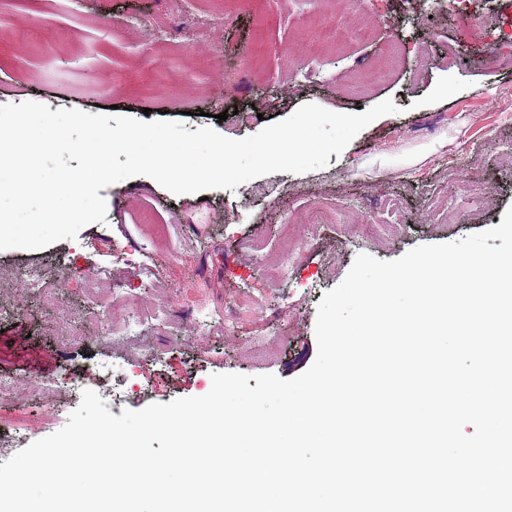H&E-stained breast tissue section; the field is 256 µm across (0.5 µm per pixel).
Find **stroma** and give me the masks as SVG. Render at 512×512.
I'll return each mask as SVG.
<instances>
[{"mask_svg":"<svg viewBox=\"0 0 512 512\" xmlns=\"http://www.w3.org/2000/svg\"><path fill=\"white\" fill-rule=\"evenodd\" d=\"M487 22L469 37L445 0H0V104L33 100L51 110L92 114L128 108L130 117L213 128L231 139L260 132L315 103L361 114L390 99L395 113L364 128L326 167L277 172L233 189L175 195L147 176L100 191L105 223L39 250L0 251V269L41 267L53 302L26 281L16 284L12 317L0 323V373L54 381L51 424L27 431L34 442L60 430L78 403L73 376L125 358V396L109 410H139L205 395L212 375L273 374L289 380L317 355L315 325L325 292L339 285L355 257L394 260L426 244L452 243L499 226L512 206V0H466ZM340 23L365 38L334 43L325 26ZM262 54L246 65V53ZM398 55L386 61L387 44ZM369 67L387 70L369 83ZM256 118L240 123L237 112ZM226 121H218V114ZM478 167L492 189L474 206L463 184L449 186L458 158ZM353 199L328 224L309 209L317 196ZM289 209L291 224L281 227ZM171 225L176 251L140 223L143 213ZM385 228L381 241L365 235ZM273 244L288 280H266L243 246ZM105 277L133 289L144 311L165 303L167 322L148 321L120 348L103 344L104 321L88 296ZM243 301L229 330L203 329L193 316L224 315ZM75 340L56 329L67 310Z\"/></svg>","mask_w":512,"mask_h":512,"instance_id":"stroma-1","label":"stroma"}]
</instances>
